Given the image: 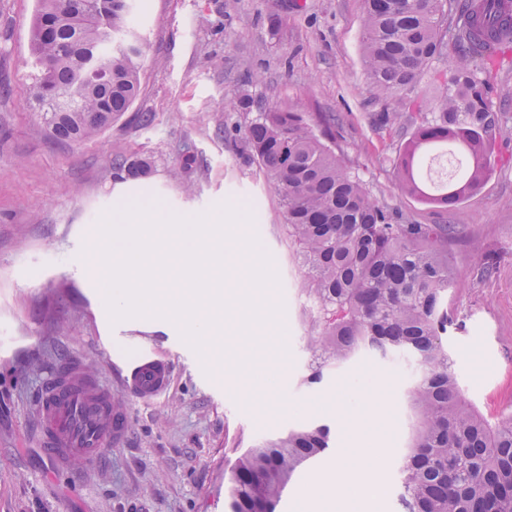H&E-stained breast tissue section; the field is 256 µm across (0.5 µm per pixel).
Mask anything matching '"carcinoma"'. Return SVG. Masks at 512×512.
Wrapping results in <instances>:
<instances>
[{"instance_id":"1","label":"carcinoma","mask_w":512,"mask_h":512,"mask_svg":"<svg viewBox=\"0 0 512 512\" xmlns=\"http://www.w3.org/2000/svg\"><path fill=\"white\" fill-rule=\"evenodd\" d=\"M364 0L362 54L385 121L413 132L394 161L399 187L448 207L488 176L494 75L512 47V0ZM121 0H41L31 34L29 102L51 136L82 143L121 118L139 94L142 49ZM437 93L418 94L425 74ZM242 152L277 187L303 274L304 382L322 381L363 354L416 362L404 394L410 427L398 458L401 512H512V417L490 420L465 400L448 349L454 287L449 224H410L381 205L336 155L329 127L250 97ZM450 145L458 174L427 193L421 151ZM131 178L151 162H116ZM331 447V427L309 424L248 448L231 463L228 512H278L297 471Z\"/></svg>"}]
</instances>
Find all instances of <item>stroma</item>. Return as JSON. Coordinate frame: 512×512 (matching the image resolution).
<instances>
[{
    "instance_id": "35a3bbf8",
    "label": "stroma",
    "mask_w": 512,
    "mask_h": 512,
    "mask_svg": "<svg viewBox=\"0 0 512 512\" xmlns=\"http://www.w3.org/2000/svg\"><path fill=\"white\" fill-rule=\"evenodd\" d=\"M35 0H0V512H225L224 480L238 448L312 422L330 425L332 446L291 481L281 512H337L333 497H303L339 452L364 441L386 448L384 494L366 512H400L395 459L409 429L403 394L411 361L362 357L321 385L302 386L308 355L288 230L276 188L242 153L248 96L291 112L323 114L334 148L374 198L416 224H449L448 254L458 283L448 345L469 403L496 419L512 413V61L497 75L494 166L481 189L442 208L402 192L392 161L411 129L380 122V104L362 75L363 0H134L130 27L142 36L140 93L132 110L94 139L51 138L31 110L27 73ZM152 115L149 124L135 113ZM197 162L184 174L183 148ZM152 161L142 178H121L116 160ZM152 200L172 213L200 215L228 202L249 211L272 260L284 304L286 354L268 348L257 364L284 370L281 408L248 373L203 359L178 326L118 321L170 365L167 389L135 399L112 361L124 346L105 340V309L83 278L89 226L123 204ZM69 356L112 385L129 418L123 438L83 479L54 467L36 432L42 380ZM380 384L382 417L348 424L340 400Z\"/></svg>"
}]
</instances>
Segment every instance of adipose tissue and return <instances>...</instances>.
I'll return each instance as SVG.
<instances>
[{
  "mask_svg": "<svg viewBox=\"0 0 512 512\" xmlns=\"http://www.w3.org/2000/svg\"><path fill=\"white\" fill-rule=\"evenodd\" d=\"M357 462L338 458L334 469L322 479L328 494H342L341 512H363L365 502L378 489L375 472L382 451L374 444H366L356 451Z\"/></svg>",
  "mask_w": 512,
  "mask_h": 512,
  "instance_id": "obj_1",
  "label": "adipose tissue"
}]
</instances>
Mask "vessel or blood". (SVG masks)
<instances>
[{
	"instance_id": "b4317fda",
	"label": "vessel or blood",
	"mask_w": 512,
	"mask_h": 512,
	"mask_svg": "<svg viewBox=\"0 0 512 512\" xmlns=\"http://www.w3.org/2000/svg\"><path fill=\"white\" fill-rule=\"evenodd\" d=\"M127 342L135 349L123 368L127 392L141 399L159 395L170 377L167 364L140 337ZM36 417L51 459L76 468L100 459L129 427L127 416L112 408L111 386L87 379L76 358L61 362L44 381Z\"/></svg>"
}]
</instances>
